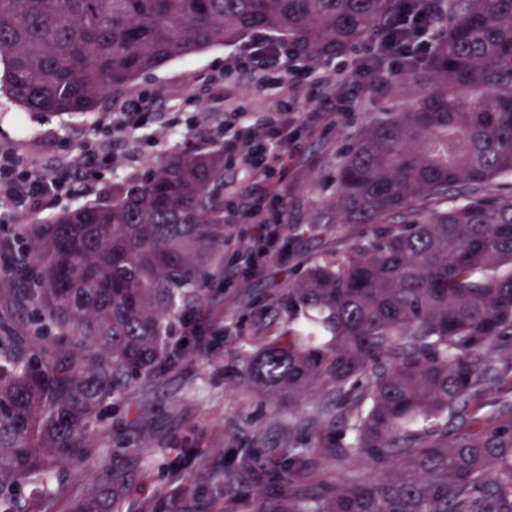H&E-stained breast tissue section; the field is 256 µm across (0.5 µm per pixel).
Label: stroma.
Wrapping results in <instances>:
<instances>
[{"mask_svg": "<svg viewBox=\"0 0 512 512\" xmlns=\"http://www.w3.org/2000/svg\"><path fill=\"white\" fill-rule=\"evenodd\" d=\"M376 46L368 39L323 59V68L340 76L329 89L308 77L280 74L256 85L253 72L225 67L244 51L239 43L216 44L145 73L84 115L28 112L0 102V152L13 154L19 168L50 167L62 158L99 153L110 143L117 158L116 164L97 168L88 183L80 173H71V194L46 198L37 213L23 212L13 223H0L2 241L12 239L16 225L99 202L113 177L141 180L173 152L223 146L225 128L272 125L283 112L290 121L288 165L267 181L249 174L239 153L224 156V185L236 191L224 200L225 235L247 240L242 202L263 192L268 213L285 210L286 236L276 259L240 284L233 254L225 252L223 266L206 287L204 304L192 310L211 322L210 343L155 380L115 396L93 429L99 454L89 463L65 467L60 491L42 499L40 512H70L71 502L88 496L111 468L127 478L121 512H253L256 502L278 501L285 458L277 449L290 441L306 451L297 486L331 484L347 476V467L326 451L327 430L305 424L313 402L292 407L268 395L251 381L247 362L264 329L281 326L285 314L279 302L307 265L366 230L325 216L336 195L340 158L364 131L402 111L410 99L407 69L383 88L350 72V62ZM132 96L143 100L147 123L125 133L116 128L114 107ZM291 421L298 429L290 437L283 429ZM241 448L255 451L259 463L254 472L240 476L228 503L224 474L234 467Z\"/></svg>", "mask_w": 512, "mask_h": 512, "instance_id": "obj_1", "label": "stroma"}]
</instances>
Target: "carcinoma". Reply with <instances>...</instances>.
I'll return each mask as SVG.
<instances>
[{
	"label": "carcinoma",
	"mask_w": 512,
	"mask_h": 512,
	"mask_svg": "<svg viewBox=\"0 0 512 512\" xmlns=\"http://www.w3.org/2000/svg\"><path fill=\"white\" fill-rule=\"evenodd\" d=\"M444 34L415 61L410 104L342 156L331 218L367 224L310 264L283 300L288 325L249 361L269 392L320 394L307 425L339 432L346 461L384 465L300 490L288 454L275 512H512V401L450 433L485 386L512 390V0H423ZM399 0H0V97L36 112L87 114L139 75L263 31L300 58L379 37ZM421 199L443 200L431 211ZM5 276L31 308L25 347L0 312V512H27L66 464L97 448L102 405L183 362L178 307L204 300L224 260V150L175 152L97 204L18 229ZM313 314L322 340L294 325ZM444 420L429 432L417 420ZM256 466L241 451L237 475ZM105 474L71 512H119Z\"/></svg>",
	"instance_id": "1"
}]
</instances>
